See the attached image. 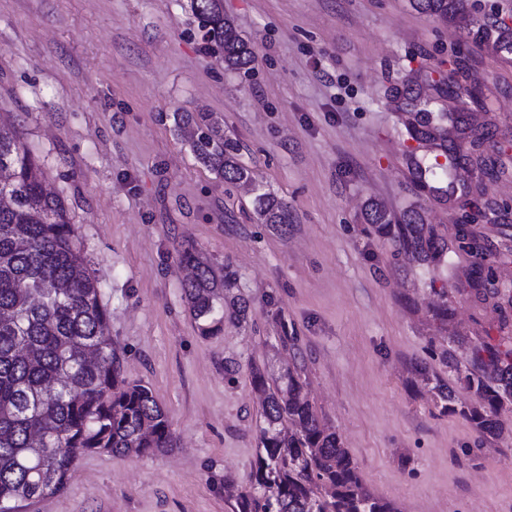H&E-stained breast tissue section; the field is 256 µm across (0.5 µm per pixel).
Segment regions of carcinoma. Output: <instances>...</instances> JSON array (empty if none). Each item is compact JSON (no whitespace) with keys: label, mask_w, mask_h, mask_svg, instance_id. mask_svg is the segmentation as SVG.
Here are the masks:
<instances>
[{"label":"carcinoma","mask_w":512,"mask_h":512,"mask_svg":"<svg viewBox=\"0 0 512 512\" xmlns=\"http://www.w3.org/2000/svg\"><path fill=\"white\" fill-rule=\"evenodd\" d=\"M442 20L464 18L461 0H410ZM208 50L224 68L247 72L254 62L248 41L224 17L219 0H190ZM504 52L512 33L477 31ZM177 129L196 159L229 184L255 181L239 159L236 141L206 112H178ZM0 503L18 506L60 492L77 460L91 453L124 456L162 452L173 445L166 411L152 389L129 381L107 328L108 313L82 243L64 202L45 189L44 170L17 127L0 122ZM254 210L263 224H290L288 204L255 189ZM366 220L390 238L397 253L438 265L448 241L412 216L393 224L371 206ZM190 268L183 294L201 333L224 319L243 322L245 300L230 295L231 278L219 277L194 251L179 252ZM448 379L425 361L413 363L431 386L442 415L469 421L482 441L498 440L500 410L512 404V349L474 337L469 354L442 352ZM303 370L277 379L258 367L251 386L259 397L260 454L253 486L239 492L233 512H398L362 484L358 467L337 432L317 414L305 390ZM474 392L471 406L456 403L455 388Z\"/></svg>","instance_id":"carcinoma-1"}]
</instances>
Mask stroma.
Segmentation results:
<instances>
[{"label": "stroma", "instance_id": "1", "mask_svg": "<svg viewBox=\"0 0 512 512\" xmlns=\"http://www.w3.org/2000/svg\"><path fill=\"white\" fill-rule=\"evenodd\" d=\"M254 52L248 74L205 51L189 0H0V116L43 162L99 281L127 379L151 385L175 445L83 456L59 493L19 512H232L259 454L252 367L304 368L320 418L363 485L398 512H512V410L481 445L442 416L410 372L457 334L499 341L512 325V61L472 33L512 26V0H466L468 28L410 0H221ZM479 93L467 116L488 173L476 207L421 191L406 153L416 121ZM208 112L292 224L259 223L249 187L198 162L174 126ZM417 212L453 249L456 273L395 256L365 221ZM481 231L499 294L464 274L463 229ZM194 249L249 301L245 322L201 335L178 253ZM455 312L451 323L435 301ZM298 338L282 348L281 325Z\"/></svg>", "mask_w": 512, "mask_h": 512}]
</instances>
